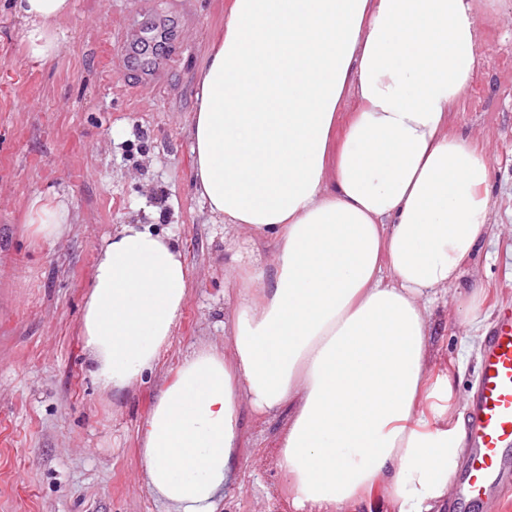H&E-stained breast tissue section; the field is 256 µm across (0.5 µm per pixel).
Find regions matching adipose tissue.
Masks as SVG:
<instances>
[{"mask_svg":"<svg viewBox=\"0 0 512 512\" xmlns=\"http://www.w3.org/2000/svg\"><path fill=\"white\" fill-rule=\"evenodd\" d=\"M11 10L31 57L58 52L73 0ZM478 46L470 0H230L198 77L195 186L278 252L228 267L229 346L187 354L140 427L167 512H217L245 405L288 414L278 468L296 512H437L463 435L451 380L428 365L430 306L490 229L489 158L448 130ZM28 220L49 243L70 212L37 199ZM188 288L169 235L113 234L80 318L101 388L155 372Z\"/></svg>","mask_w":512,"mask_h":512,"instance_id":"ef3b65f1","label":"adipose tissue"}]
</instances>
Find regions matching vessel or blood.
<instances>
[{"label":"vessel or blood","mask_w":512,"mask_h":512,"mask_svg":"<svg viewBox=\"0 0 512 512\" xmlns=\"http://www.w3.org/2000/svg\"><path fill=\"white\" fill-rule=\"evenodd\" d=\"M465 442L448 512H488L512 498V308L498 312L484 340Z\"/></svg>","instance_id":"1"}]
</instances>
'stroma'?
<instances>
[{
	"label": "stroma",
	"mask_w": 512,
	"mask_h": 512,
	"mask_svg": "<svg viewBox=\"0 0 512 512\" xmlns=\"http://www.w3.org/2000/svg\"><path fill=\"white\" fill-rule=\"evenodd\" d=\"M53 57L35 60L22 22L0 0V512H165L142 475L139 427L185 354L223 345L234 285L224 267L237 248L265 267L277 248L224 232L195 189L190 128L197 76L223 32L227 0H191L188 14L154 0H73ZM485 18L474 85L450 129L490 159L491 235L462 287L481 284L485 311L512 306V0H474ZM137 24H130V17ZM164 26L170 50L130 76L105 77L121 42ZM65 202L71 222L51 244L27 222L36 196ZM144 224L168 233L190 273L171 345L146 381L122 393L85 369L82 306L112 233ZM447 298L432 306L433 373L466 405L481 340ZM237 479L219 512H292L276 463L286 413L244 409Z\"/></svg>",
	"instance_id": "1"
}]
</instances>
